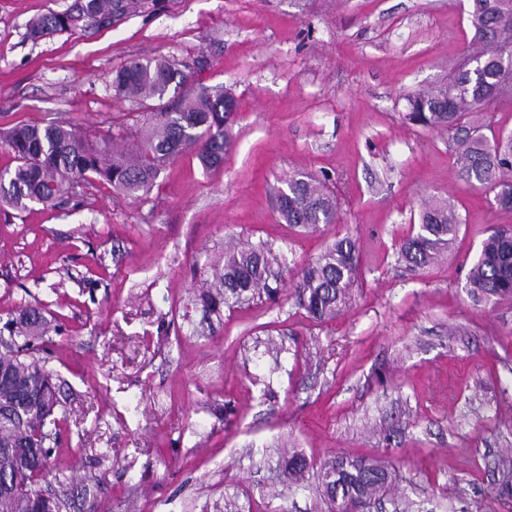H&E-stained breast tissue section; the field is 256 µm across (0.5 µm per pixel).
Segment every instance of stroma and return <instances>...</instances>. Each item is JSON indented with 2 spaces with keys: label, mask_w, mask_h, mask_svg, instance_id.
I'll return each instance as SVG.
<instances>
[{
  "label": "stroma",
  "mask_w": 512,
  "mask_h": 512,
  "mask_svg": "<svg viewBox=\"0 0 512 512\" xmlns=\"http://www.w3.org/2000/svg\"><path fill=\"white\" fill-rule=\"evenodd\" d=\"M72 2L0 0V130L66 119L133 148L147 109L110 81L157 57L190 66L173 101L220 88L238 110L220 167L188 152L141 197L95 181L55 206L0 208V311L38 301L58 324L66 512H224L228 498L327 512L318 469L341 456L390 472L367 512H512V298L466 290L512 211L461 179L450 133L405 118L408 94L474 51L471 0H141L107 25L27 38L31 18ZM298 172L333 191L337 223L280 218L275 189ZM432 198L462 224L413 268L399 245ZM346 235L359 280L319 323L292 283ZM260 240L281 261L278 295L204 324L205 266ZM293 450L311 464L299 483Z\"/></svg>",
  "instance_id": "obj_1"
}]
</instances>
